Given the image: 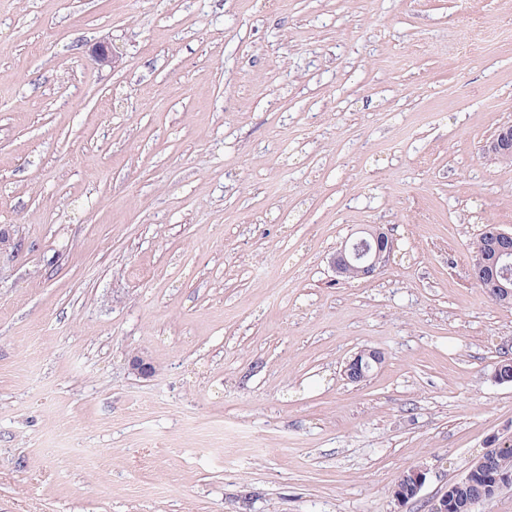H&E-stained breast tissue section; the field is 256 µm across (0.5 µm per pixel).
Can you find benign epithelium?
<instances>
[{
	"label": "benign epithelium",
	"instance_id": "obj_1",
	"mask_svg": "<svg viewBox=\"0 0 512 512\" xmlns=\"http://www.w3.org/2000/svg\"><path fill=\"white\" fill-rule=\"evenodd\" d=\"M483 154L503 164L512 162V122L497 127L483 147ZM498 260L501 262V280L494 282L504 301L512 298V231L492 230ZM396 248L395 240L379 225L361 230V235L346 242L330 258L337 276L346 278L355 274L359 278L375 275L386 266ZM384 362V355L376 349H363L349 360L344 368L348 381L359 383ZM489 452H484L470 467L467 474L448 486V492L434 504L431 512H454L461 490L479 479L485 482L489 494L494 496L504 487H512L511 472L487 471ZM426 479L425 469L413 467L401 474L397 483L401 493L397 501L415 497Z\"/></svg>",
	"mask_w": 512,
	"mask_h": 512
}]
</instances>
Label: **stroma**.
I'll list each match as a JSON object with an SVG mask.
<instances>
[{
	"label": "stroma",
	"mask_w": 512,
	"mask_h": 512,
	"mask_svg": "<svg viewBox=\"0 0 512 512\" xmlns=\"http://www.w3.org/2000/svg\"><path fill=\"white\" fill-rule=\"evenodd\" d=\"M510 121L512 0H0V512H430L512 437ZM483 154L503 164L512 162V122L497 127L493 136L483 147ZM359 233L362 234L345 242L330 258L331 267L339 277L374 276L386 266L396 248L395 240L379 225ZM494 238L495 248L498 254V260L501 262L500 277L504 283L495 280L494 288H500V295L504 299V302H509L512 294L511 287H508L511 283L512 269L510 276V267L512 259V231H504L499 228L493 229L491 232ZM383 362L384 355L379 350L363 349L347 362L344 375L348 381L359 383L365 381ZM425 471L422 467H413L401 474L397 480V484L401 485V493L397 498L393 495L398 502L403 503L405 498H414L418 494L426 479Z\"/></svg>",
	"instance_id": "35a3bbf8"
}]
</instances>
